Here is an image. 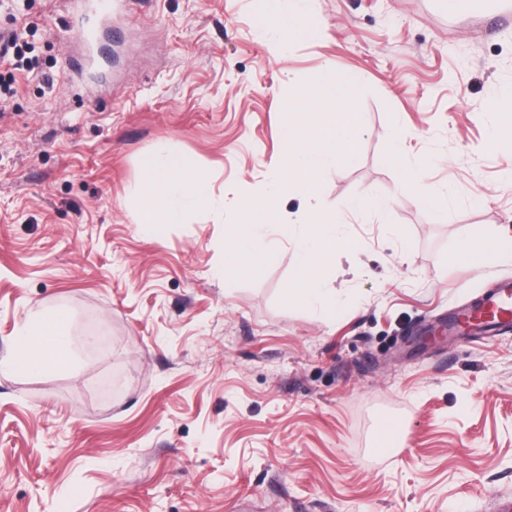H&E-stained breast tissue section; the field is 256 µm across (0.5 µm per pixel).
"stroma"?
<instances>
[{
  "label": "stroma",
  "mask_w": 512,
  "mask_h": 512,
  "mask_svg": "<svg viewBox=\"0 0 512 512\" xmlns=\"http://www.w3.org/2000/svg\"><path fill=\"white\" fill-rule=\"evenodd\" d=\"M264 0H136L87 67L75 0H14L30 24L0 106V359L31 314L70 317L72 357L0 372V512H492L512 498V332L423 342L512 279L452 261L512 237V0H308L323 37H278ZM356 74L360 134L321 205L355 245L321 276L342 307L288 301L307 220L284 222L264 275L218 277L224 227L273 188L288 93ZM401 152L446 201L403 195ZM204 172L214 205L153 233L141 161ZM376 193L383 215L348 210ZM403 418L392 457L375 419Z\"/></svg>",
  "instance_id": "obj_1"
}]
</instances>
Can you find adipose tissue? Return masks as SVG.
<instances>
[{
	"label": "adipose tissue",
	"mask_w": 512,
	"mask_h": 512,
	"mask_svg": "<svg viewBox=\"0 0 512 512\" xmlns=\"http://www.w3.org/2000/svg\"><path fill=\"white\" fill-rule=\"evenodd\" d=\"M142 169L147 205L140 222L149 229L180 223L187 209L210 207L208 177L180 158L149 155ZM69 325L70 317L61 309L29 316L18 332L15 353L0 360V370L33 375L65 365L70 354Z\"/></svg>",
	"instance_id": "adipose-tissue-1"
}]
</instances>
